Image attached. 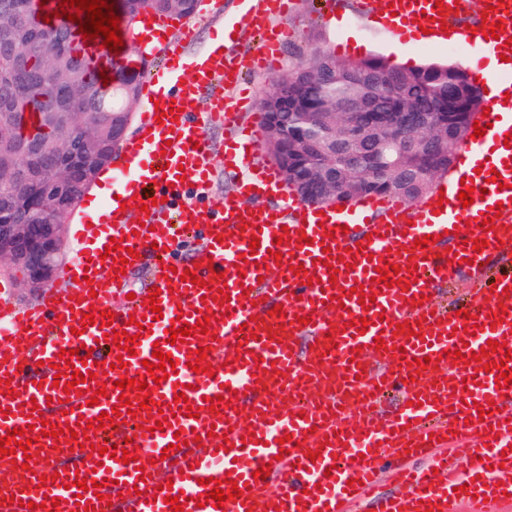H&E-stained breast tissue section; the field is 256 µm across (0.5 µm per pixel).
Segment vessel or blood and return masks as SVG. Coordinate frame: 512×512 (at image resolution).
<instances>
[{"label": "vessel or blood", "instance_id": "vessel-or-blood-1", "mask_svg": "<svg viewBox=\"0 0 512 512\" xmlns=\"http://www.w3.org/2000/svg\"><path fill=\"white\" fill-rule=\"evenodd\" d=\"M485 27L503 24L498 38L468 35L480 55L512 57V0H487ZM394 18L384 22L404 35L415 23L440 27L452 17L456 0H393ZM239 21L226 34L258 28L284 11L288 0H241ZM70 35L93 75L110 72L117 55L101 39L83 37L77 22ZM152 47L168 62L145 83L146 103L136 133L123 152L124 168L112 175L113 195L100 204L92 226L79 230L82 248L65 270L69 295H48L35 307L17 309L0 297V437L29 428L27 450L0 458V512H29L28 503L51 501V512H171L168 500L186 499L183 512H349L369 500L373 512H500L512 499V386H499L491 368L512 374V274L489 276L490 256L512 257V100L495 97L486 117L490 127L468 141L460 164L480 169L487 193L473 204L459 198L442 207L414 206L395 199L370 198L352 210L337 211L299 201L283 206L251 204V197L277 191L272 169L257 165L260 122L241 125L239 113L224 100L244 71L274 68L281 40L262 33L247 57L211 44L190 62L182 55L192 30L169 38L159 20H147ZM174 81L176 96L160 82ZM212 95L199 122L173 118L202 90ZM233 127L224 165L236 171L235 189L222 198L214 216H204L186 191L209 194L214 169L209 130ZM499 182H492L493 173ZM135 198L148 215L121 208ZM201 227L195 259L196 281L181 280L187 264L173 260L177 232ZM447 235L455 243L444 254L423 236ZM123 247L112 250V239ZM258 249H250L251 239ZM485 241L474 250V241ZM137 256L128 268L147 269L144 296L131 309L113 310V296L126 276L114 261L125 248ZM398 268L396 285L376 292L361 306L377 267ZM337 277H330V269ZM470 276L468 317L438 301L436 282ZM282 305L275 314L274 305ZM160 306L161 315L152 313ZM113 310L109 326L84 325L90 309ZM209 316V330L168 341L176 322L196 325ZM143 326H136V319ZM367 320L359 331L358 320ZM420 336H411L410 326ZM134 336L135 355H123L112 334ZM500 349L487 351L488 342ZM207 348L211 373L194 372L191 352ZM71 350L70 371L87 381L63 388L54 383L61 349ZM171 355L175 368L159 387L154 403L142 406L141 391L117 388L122 378L146 376L153 350ZM91 357L80 360L79 351ZM460 360H452L453 352ZM477 354V362L464 358ZM124 368H117L116 360ZM103 398H96L98 389ZM395 391L402 405L381 411L383 393ZM185 400H178V393ZM216 406H209V399ZM135 417H128L129 406ZM198 408L188 416L187 407ZM247 415H240V407ZM121 417L103 428H87L101 412ZM164 423H156V415ZM50 436H43L40 422ZM89 437L91 449L74 448L73 436ZM183 446H176V439ZM137 445L135 464L106 454V447ZM318 459H310V452ZM467 466L454 468L449 453ZM424 460L416 468L415 460ZM271 464L263 479L255 472ZM394 472L403 486L392 496L376 495L382 473ZM236 480L238 496L215 506L203 479ZM96 482L100 493L80 491L78 479Z\"/></svg>", "mask_w": 512, "mask_h": 512}]
</instances>
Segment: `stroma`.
Listing matches in <instances>:
<instances>
[{
  "label": "stroma",
  "instance_id": "stroma-1",
  "mask_svg": "<svg viewBox=\"0 0 512 512\" xmlns=\"http://www.w3.org/2000/svg\"><path fill=\"white\" fill-rule=\"evenodd\" d=\"M359 0H292L287 12L270 18L271 26L282 29L287 37L282 44L280 59L274 72H245L238 88L232 92L235 100H244L243 122H250L254 113L260 112L262 99L273 91L277 81L295 64L308 61L318 54H330L343 60H359L371 55H382L394 62L412 67L426 62L453 63L472 68V50L456 47H424L394 37L379 30L372 18L361 14ZM237 0H224L223 18H213L205 6H198L189 18L179 19L171 25L173 37H180L184 28H191L194 38L186 47L193 55L206 48L224 25L232 23L238 15ZM233 132L216 129L211 133L213 142L214 186L210 200L200 201L202 210H209L211 201L219 200L232 191L237 177L224 167V150ZM0 282L8 284L10 301L19 307L37 305L43 294H66L69 284L63 275L41 288L29 287L22 270L14 269L0 275Z\"/></svg>",
  "mask_w": 512,
  "mask_h": 512
}]
</instances>
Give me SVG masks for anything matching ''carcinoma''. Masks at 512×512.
I'll list each match as a JSON object with an SVG mask.
<instances>
[{"mask_svg":"<svg viewBox=\"0 0 512 512\" xmlns=\"http://www.w3.org/2000/svg\"><path fill=\"white\" fill-rule=\"evenodd\" d=\"M40 0H0V203L37 186L62 180L43 167L40 152L59 158L72 153L96 179L112 156V124L134 112L142 72L112 63L116 82L93 79L76 54L66 25L47 26ZM129 48L137 44L141 19L187 17L195 0H116ZM342 97L375 103L379 112H448V131L432 130L417 146V129L393 126L385 137L401 145L378 158L355 163L335 150L351 139L354 115L336 112ZM264 113H280L265 124V149L283 182L310 204H356L368 197H426L436 178L448 174L459 145L468 140L471 119L484 109L481 88L457 64L401 67L384 56L358 61L331 55L299 64L295 77L278 81L262 101Z\"/></svg>","mask_w":512,"mask_h":512,"instance_id":"obj_1","label":"carcinoma"}]
</instances>
